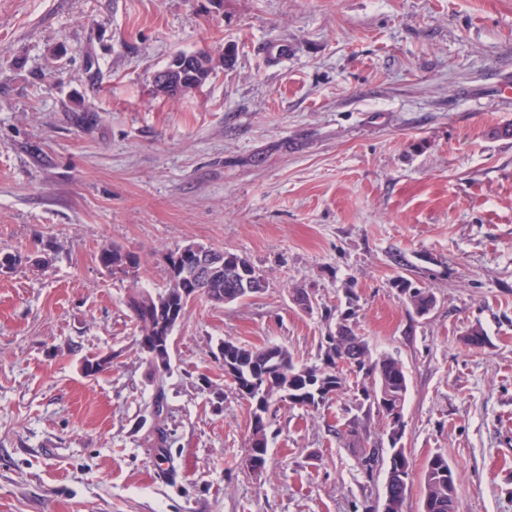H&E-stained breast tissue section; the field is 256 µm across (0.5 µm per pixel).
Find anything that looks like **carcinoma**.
Wrapping results in <instances>:
<instances>
[{"instance_id":"obj_1","label":"carcinoma","mask_w":512,"mask_h":512,"mask_svg":"<svg viewBox=\"0 0 512 512\" xmlns=\"http://www.w3.org/2000/svg\"><path fill=\"white\" fill-rule=\"evenodd\" d=\"M193 60L192 68L171 74V90L167 95L188 91L194 83L203 85L211 77L213 67L209 56L198 53L193 55ZM220 253L224 256V273L218 279L209 280L203 274L185 277L183 287L194 298H204L217 305L228 304L265 288L264 274L250 261L227 249ZM97 260L112 275L123 273L128 266L141 268L138 254L114 244L102 246ZM391 287L419 316L435 306V295L427 288L414 286L404 275L393 277ZM127 306L153 374L165 373L168 367L163 362L170 361L172 332L186 315L189 301L182 299L179 289L167 287L157 293L136 290L128 296ZM354 315V303L350 300L348 311L329 329L318 364L299 361L287 347L279 344L251 347L227 339L218 345L217 358L224 362V374L248 403L250 436L245 462H258L257 474L265 470L268 430L274 409L282 403L317 411L354 385L359 388L357 407L365 416L375 412L395 425L404 423L409 384L405 366L391 354H373L369 344L355 334L349 323ZM111 367L112 361L102 355L83 364L88 377ZM344 435L362 469L372 474L382 461V453L368 446L359 417L354 416L345 423ZM387 465L393 467L395 478L386 480L385 500L392 503V512H403L410 479L406 448L390 447ZM421 512H457L454 472L441 454L432 456L424 466Z\"/></svg>"}]
</instances>
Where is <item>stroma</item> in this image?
Masks as SVG:
<instances>
[{
    "instance_id": "1",
    "label": "stroma",
    "mask_w": 512,
    "mask_h": 512,
    "mask_svg": "<svg viewBox=\"0 0 512 512\" xmlns=\"http://www.w3.org/2000/svg\"><path fill=\"white\" fill-rule=\"evenodd\" d=\"M181 52L213 74L156 94ZM504 127L512 0H0V251L56 249L0 274V512H383L386 468L366 475L336 432L354 389L279 406L254 475L248 406L213 355L231 339L317 363L350 294L356 334L408 372L403 512L436 454L458 512H512ZM106 243L140 255L138 282L99 266ZM188 244L267 286L192 302L159 380L126 301L165 288ZM401 273L429 314L391 288ZM474 326L484 348L463 343ZM391 287L403 296L414 312L423 316L427 314L436 303L435 295L427 288H418L404 275H397L391 280Z\"/></svg>"
}]
</instances>
